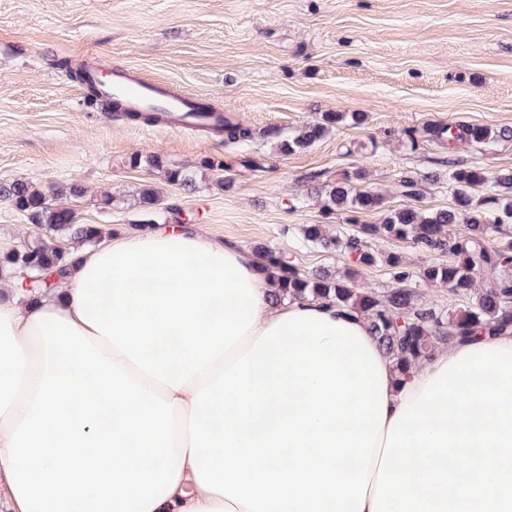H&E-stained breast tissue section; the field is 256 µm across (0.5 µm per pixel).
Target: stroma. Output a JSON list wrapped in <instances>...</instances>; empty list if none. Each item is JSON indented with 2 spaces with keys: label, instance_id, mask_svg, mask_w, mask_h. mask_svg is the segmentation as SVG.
Returning <instances> with one entry per match:
<instances>
[{
  "label": "stroma",
  "instance_id": "stroma-1",
  "mask_svg": "<svg viewBox=\"0 0 512 512\" xmlns=\"http://www.w3.org/2000/svg\"><path fill=\"white\" fill-rule=\"evenodd\" d=\"M54 56L97 57L168 83L235 113L253 139L243 147L115 120L86 106ZM324 112L350 118L305 149L280 151ZM448 124L512 128V0H0V180H81L88 193L72 205L87 224L140 230L137 197L151 186L225 241L293 253L308 272L342 269L345 256L303 245L302 225L349 235L380 215L328 211V185L361 174L391 209L407 205L397 184L413 178L422 207L433 208L450 199L447 158L490 174L512 169V138L451 152L424 134ZM151 155L164 170L130 164ZM213 158L230 187L216 185ZM182 167L195 192L166 180L165 169ZM105 192L108 210L96 203ZM37 236L0 200L1 258Z\"/></svg>",
  "mask_w": 512,
  "mask_h": 512
}]
</instances>
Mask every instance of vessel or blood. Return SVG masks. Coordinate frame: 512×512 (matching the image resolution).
<instances>
[{"instance_id": "vessel-or-blood-1", "label": "vessel or blood", "mask_w": 512, "mask_h": 512, "mask_svg": "<svg viewBox=\"0 0 512 512\" xmlns=\"http://www.w3.org/2000/svg\"><path fill=\"white\" fill-rule=\"evenodd\" d=\"M88 75L102 98L120 101L129 112H163L179 126L192 127L193 100L165 85L122 72L104 71L101 63H92Z\"/></svg>"}]
</instances>
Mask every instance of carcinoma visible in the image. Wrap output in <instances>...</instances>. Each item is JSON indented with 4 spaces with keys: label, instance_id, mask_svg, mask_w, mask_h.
I'll use <instances>...</instances> for the list:
<instances>
[{
    "label": "carcinoma",
    "instance_id": "obj_1",
    "mask_svg": "<svg viewBox=\"0 0 512 512\" xmlns=\"http://www.w3.org/2000/svg\"><path fill=\"white\" fill-rule=\"evenodd\" d=\"M52 65L74 82L86 84L85 102L90 108L112 112L117 120H131L153 125L167 119L157 112H123L116 101L104 102L96 88L87 83V66L70 59H55ZM196 116L206 122L195 125L199 132L224 136V141L246 145L252 130L236 118L214 113L210 105H197ZM347 118L345 112H325L321 121L305 126L301 132L280 143L285 152L305 149ZM442 144L453 149L463 142L483 143L492 137L491 129L479 125L432 127L425 130ZM167 179L189 191L196 182L185 169L167 172ZM450 203L424 209L404 206L381 214L378 224H360L357 233L344 235L328 224H305L303 240L327 252L339 251L356 264L372 266L379 262L391 270L397 287L384 293L361 291L354 286V271H301L281 250L260 247L255 250L262 267L274 273L275 300H323L338 307H348L367 320L368 327L384 350L403 371L429 358L439 348L476 335L498 336L512 332V239L496 236L501 225L512 223V170L488 175L473 165L448 169ZM487 188L479 204H474V192ZM86 187L78 182L55 184L47 190L14 179L0 181V200L7 201L23 212L29 224L45 230L48 236L12 252L0 260V278L18 276L24 272L32 277L42 271L47 276L60 275L67 269L71 249L64 248L56 238L66 237L87 245L100 237L99 227L84 224L69 200L81 198ZM330 210L351 213L374 212L382 209L384 198L370 188L353 184L352 178L328 186ZM161 196L153 189H144L139 204L145 215L143 223H155L153 215ZM462 225V231L453 226ZM371 239H389L410 243L420 249L448 252V261L429 263L416 272L407 269L397 252L377 253L368 245ZM495 276L492 285L476 287V276ZM439 284L448 291L467 299L466 305L448 312L418 301L410 288L413 278Z\"/></svg>",
    "mask_w": 512,
    "mask_h": 512
}]
</instances>
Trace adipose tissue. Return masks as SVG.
I'll list each match as a JSON object with an SVG mask.
<instances>
[{
  "label": "adipose tissue",
  "mask_w": 512,
  "mask_h": 512,
  "mask_svg": "<svg viewBox=\"0 0 512 512\" xmlns=\"http://www.w3.org/2000/svg\"><path fill=\"white\" fill-rule=\"evenodd\" d=\"M198 224L0 282V512H512V336L406 374Z\"/></svg>",
  "instance_id": "obj_1"
}]
</instances>
